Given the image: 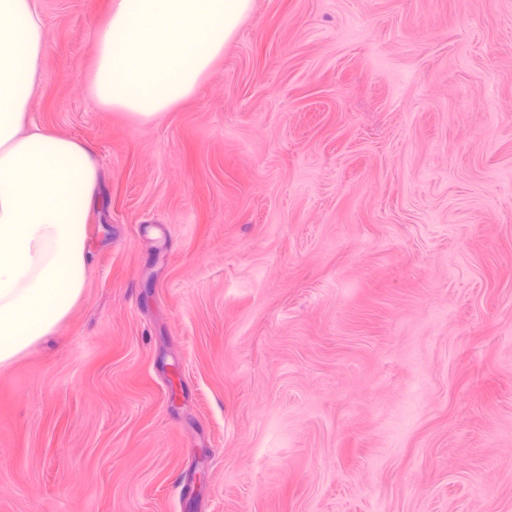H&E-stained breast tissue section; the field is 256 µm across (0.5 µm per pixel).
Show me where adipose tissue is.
Here are the masks:
<instances>
[{"label": "adipose tissue", "mask_w": 512, "mask_h": 512, "mask_svg": "<svg viewBox=\"0 0 512 512\" xmlns=\"http://www.w3.org/2000/svg\"><path fill=\"white\" fill-rule=\"evenodd\" d=\"M251 0H113L90 98L149 122L192 95ZM48 59L34 0H0V366L50 336L82 295L92 150L26 129Z\"/></svg>", "instance_id": "ef3b65f1"}]
</instances>
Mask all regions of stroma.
Returning a JSON list of instances; mask_svg holds the SVG:
<instances>
[{
  "instance_id": "stroma-1",
  "label": "stroma",
  "mask_w": 512,
  "mask_h": 512,
  "mask_svg": "<svg viewBox=\"0 0 512 512\" xmlns=\"http://www.w3.org/2000/svg\"><path fill=\"white\" fill-rule=\"evenodd\" d=\"M99 168L83 293L0 367V512H512V0H252L149 123L36 0Z\"/></svg>"
}]
</instances>
